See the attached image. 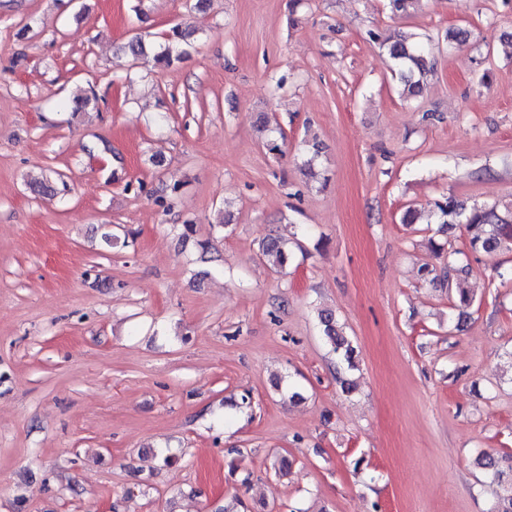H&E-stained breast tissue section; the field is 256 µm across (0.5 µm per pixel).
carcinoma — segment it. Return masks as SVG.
<instances>
[{"mask_svg": "<svg viewBox=\"0 0 512 512\" xmlns=\"http://www.w3.org/2000/svg\"><path fill=\"white\" fill-rule=\"evenodd\" d=\"M194 32L179 26L172 28L167 35L163 50L155 54L157 64L170 65L181 55V46L188 44ZM370 38L378 42L383 55L392 64L393 71L401 86L400 96L414 99L423 94L427 75L434 66V57L429 48L417 39L413 33H405L392 40L381 38L372 32ZM430 219L439 225V230L453 224H471L486 227V230L469 242V251L473 254L492 255L505 249H512V204L501 208L496 206H474L467 208L455 197L449 195L434 202ZM259 257L271 269L281 271L293 263L295 252L291 242L268 237L259 243ZM469 267L454 258L448 261V267L437 270L427 264L420 267L424 280L433 285L448 286V293L456 295V302L464 309L470 306L472 298L463 288L464 277ZM320 331L325 342L336 354L343 374L336 377L342 391L355 389L353 381L345 373L357 368V350L353 341L346 334L345 327L330 309H321L317 313ZM480 466L487 471L491 482L503 484L504 475L512 473V456L484 455Z\"/></svg>", "mask_w": 512, "mask_h": 512, "instance_id": "obj_1", "label": "carcinoma"}]
</instances>
